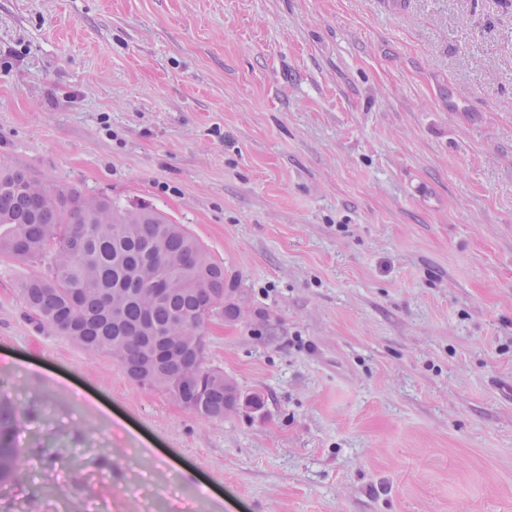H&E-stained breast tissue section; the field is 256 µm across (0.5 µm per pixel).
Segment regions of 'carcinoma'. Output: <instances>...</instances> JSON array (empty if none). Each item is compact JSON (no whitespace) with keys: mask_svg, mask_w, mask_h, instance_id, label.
Segmentation results:
<instances>
[{"mask_svg":"<svg viewBox=\"0 0 512 512\" xmlns=\"http://www.w3.org/2000/svg\"><path fill=\"white\" fill-rule=\"evenodd\" d=\"M41 266L17 294L43 327L86 353L112 355L204 421L232 416L242 395L207 363L211 316L239 318L236 288L183 224L153 206L52 189L0 164V257ZM18 413L0 406V482L22 467Z\"/></svg>","mask_w":512,"mask_h":512,"instance_id":"cac0c4a2","label":"carcinoma"}]
</instances>
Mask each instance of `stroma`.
Segmentation results:
<instances>
[{"label":"stroma","instance_id":"obj_1","mask_svg":"<svg viewBox=\"0 0 512 512\" xmlns=\"http://www.w3.org/2000/svg\"><path fill=\"white\" fill-rule=\"evenodd\" d=\"M0 161L146 202L244 314L203 421L0 271V512H512V0H0ZM18 413L0 406V482L15 476L22 467V452L14 444Z\"/></svg>","mask_w":512,"mask_h":512}]
</instances>
